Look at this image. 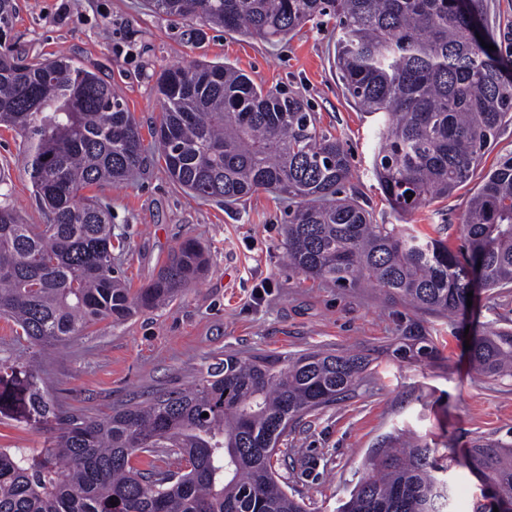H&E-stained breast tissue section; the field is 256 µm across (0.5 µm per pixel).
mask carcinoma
Masks as SVG:
<instances>
[{"mask_svg": "<svg viewBox=\"0 0 512 512\" xmlns=\"http://www.w3.org/2000/svg\"><path fill=\"white\" fill-rule=\"evenodd\" d=\"M150 4L267 42L335 19L344 93L379 116L373 169L399 217L453 194L512 122V63L481 46L494 43L490 0H468L465 11L455 0ZM15 13V0H0V41ZM155 90L162 118L151 136L168 176L204 200L233 203L259 191L293 200L285 250L295 270L340 288L367 283L443 316L465 307L477 271L488 288L512 284V156L471 199L465 253L456 255L441 238L374 223L344 196L349 154L299 96L207 61L164 71ZM0 125L22 134L46 219L43 227L24 224L0 207V315L30 343L63 345L100 321L170 302L205 272L206 251L189 240L134 295L115 275L111 214L84 190L124 182L149 155L135 117L95 71L65 55L23 63L0 45ZM471 360L485 374H501L512 365V333L475 337ZM368 364L322 350L281 360L227 355L190 390L104 417L61 410L38 375L13 368L8 386L0 374V409L19 407L50 438L38 462L0 449V512H305L272 459L293 423L336 402ZM144 453L147 473L132 465ZM463 465L490 499L475 512H512L511 445L479 439ZM449 468L448 457L421 438L385 443L338 512H446L438 473Z\"/></svg>", "mask_w": 512, "mask_h": 512, "instance_id": "cac0c4a2", "label": "carcinoma"}]
</instances>
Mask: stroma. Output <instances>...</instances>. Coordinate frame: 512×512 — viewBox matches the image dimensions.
Returning a JSON list of instances; mask_svg holds the SVG:
<instances>
[{
	"instance_id": "obj_1",
	"label": "stroma",
	"mask_w": 512,
	"mask_h": 512,
	"mask_svg": "<svg viewBox=\"0 0 512 512\" xmlns=\"http://www.w3.org/2000/svg\"><path fill=\"white\" fill-rule=\"evenodd\" d=\"M10 42L29 61L67 54L89 66L124 99L142 136L161 119L157 75L206 59L229 62L265 88H284L311 105L319 126L349 151L346 195L377 223L394 224L372 169L376 121L347 99L334 64V21L307 23L271 45L199 20L154 12L145 0H17ZM512 156V124L485 152L468 183L415 211L407 227L440 234L453 252L462 217L483 176ZM98 196L121 237L114 265L132 289L146 287L168 254L195 240L208 254L204 275L166 306L141 308L122 322L104 320L66 345L37 347L0 318V364L33 365L62 409L91 417L124 404L186 388L225 355L271 357L327 350L366 356L369 365L335 403L294 423L274 457L288 490L307 512H337L384 438L413 433L454 458L448 471L450 512H471L478 480L459 466L476 438L512 442V375L473 366L466 335L512 332V286L476 287L472 306L453 317L418 310L368 284L339 288L288 264L287 197L261 192L232 205L191 196L163 164ZM0 204L27 224L45 217L25 168L22 137L0 127ZM43 429L16 412L0 413V448L39 457Z\"/></svg>"
}]
</instances>
